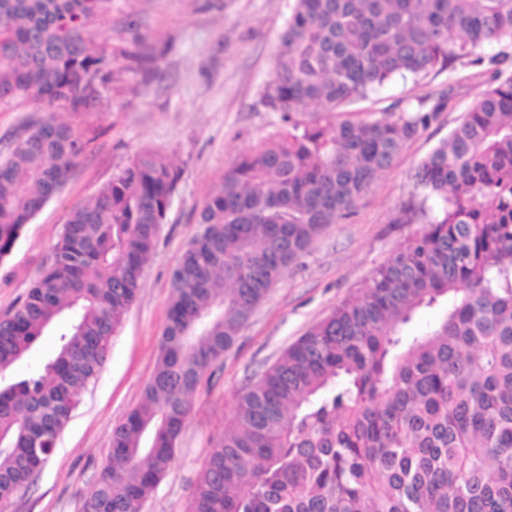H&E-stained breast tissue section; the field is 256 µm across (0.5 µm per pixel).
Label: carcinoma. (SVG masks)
I'll use <instances>...</instances> for the list:
<instances>
[{"instance_id": "cac0c4a2", "label": "carcinoma", "mask_w": 512, "mask_h": 512, "mask_svg": "<svg viewBox=\"0 0 512 512\" xmlns=\"http://www.w3.org/2000/svg\"><path fill=\"white\" fill-rule=\"evenodd\" d=\"M112 0H0V103L79 112L112 58L91 24ZM512 0H295L266 87L282 127L224 170L173 274L144 402L112 431L93 512H141L174 462L202 378L330 224L430 115L350 110L493 43ZM422 162V225L237 397L185 512H512V69ZM315 109H310V106ZM50 117L0 159V263L84 152ZM180 178L138 153L75 207L25 298L0 318V505L55 452L136 300ZM431 198L440 202L433 213ZM436 309L412 340L406 327ZM55 355L10 372L48 331Z\"/></svg>"}]
</instances>
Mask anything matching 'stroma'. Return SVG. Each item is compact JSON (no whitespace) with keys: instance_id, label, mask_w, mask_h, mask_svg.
Returning a JSON list of instances; mask_svg holds the SVG:
<instances>
[{"instance_id":"35a3bbf8","label":"stroma","mask_w":512,"mask_h":512,"mask_svg":"<svg viewBox=\"0 0 512 512\" xmlns=\"http://www.w3.org/2000/svg\"><path fill=\"white\" fill-rule=\"evenodd\" d=\"M295 0H112L96 24L93 49L112 57V77L85 112L55 117L87 140L61 191L28 224L0 264V316L40 275L70 211L118 175L138 152L167 156L182 175L167 221L144 266L139 296L113 335L107 361L85 389L56 450L11 512H79L111 452L112 430L142 401L159 356L171 279L199 230V211L225 169L280 118L265 98L280 36ZM512 47H484L481 62L461 61L418 80L393 78L355 106L381 114L405 107L430 113L351 214L330 225L272 288L236 343L205 376L178 442L175 461L142 512H184L213 440L235 415L253 378L333 307L365 287L417 227L404 223L421 199L423 160L491 87V58Z\"/></svg>"}]
</instances>
